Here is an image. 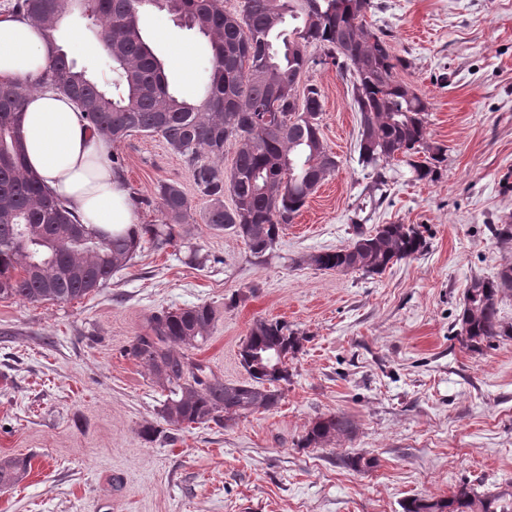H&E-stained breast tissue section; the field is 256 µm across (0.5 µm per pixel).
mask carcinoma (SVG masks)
Returning a JSON list of instances; mask_svg holds the SVG:
<instances>
[{
	"instance_id": "obj_1",
	"label": "carcinoma",
	"mask_w": 512,
	"mask_h": 512,
	"mask_svg": "<svg viewBox=\"0 0 512 512\" xmlns=\"http://www.w3.org/2000/svg\"><path fill=\"white\" fill-rule=\"evenodd\" d=\"M157 0H15L12 11L27 16L48 36L82 11L98 22L116 65L115 92L76 68L58 50L48 70L33 83H0V301L64 303L99 292L112 275L131 265L143 244L157 249L183 240L193 218L183 185L161 181L154 198L129 188L137 207L154 206L159 224H135L123 230L97 231L81 222L39 178L27 170L21 125L26 95L50 84L70 96L89 125L122 143L136 133L157 135L189 166L196 194L206 201L201 223L230 230L257 258L277 246L308 198L337 167L336 155L321 132L323 100L311 84L297 94L306 72L332 60L341 75L353 78L354 106L371 145L359 143L358 162L385 182V165L398 155L423 153L411 161L416 178L433 181L445 161L443 148L426 153L429 105L398 77L404 62L366 17L372 0H243L241 10L226 12L218 0H169L164 11L189 19V28L206 38L211 66L200 100L189 102L171 89L165 62L143 34L140 18ZM322 48L324 57L309 53ZM309 112L315 122L299 118ZM233 148L230 169L224 148ZM230 194L231 206L224 205ZM427 239L415 224H380L372 231L356 226L351 244L311 255L319 270L383 273L424 252ZM512 296V264L492 278L475 276L458 316L460 336L470 350L512 341V322L500 313ZM216 322L207 304L161 310L134 337L128 354L145 365L160 385L161 428L145 426L141 436L153 442L171 430L193 425L224 427L240 416L278 408L290 382L289 357L302 337L278 320L254 322L241 345L247 379L226 382L192 350L207 341ZM275 348L281 367H255L250 351ZM352 431L343 414L318 417L303 436L304 448H320ZM28 457L0 459V488H14L29 475ZM403 512H512L497 494H480L462 484L446 498L417 496Z\"/></svg>"
}]
</instances>
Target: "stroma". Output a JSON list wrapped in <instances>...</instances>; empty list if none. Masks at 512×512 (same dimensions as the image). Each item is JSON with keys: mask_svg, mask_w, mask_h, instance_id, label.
I'll return each mask as SVG.
<instances>
[{"mask_svg": "<svg viewBox=\"0 0 512 512\" xmlns=\"http://www.w3.org/2000/svg\"><path fill=\"white\" fill-rule=\"evenodd\" d=\"M366 21L405 62L398 76L429 103L428 139L445 150L435 181L391 161L379 188L358 162L360 118L348 78L327 64L301 78L323 97V137L338 168L286 225L272 255L254 257L227 231L184 227L182 244L147 245L110 285L65 303L0 301V458L28 456L29 476L0 490V512H402L459 484L512 499V342L474 352L457 323L472 277L512 263L491 227L512 224V0H373ZM155 53L188 58L174 91L195 101L210 67L205 38L150 8ZM56 39L104 88L108 55L83 52L102 30L75 13ZM125 177L191 187L189 168L157 136L118 144ZM419 224L416 258L379 275L321 271L313 253L348 245L353 224ZM211 305L218 321L196 358L244 380L239 350L259 319L305 338L278 409L228 427L199 425L148 443L161 394L126 356L163 308ZM347 414L352 435L299 441L318 416ZM351 456L376 459L356 471Z\"/></svg>", "mask_w": 512, "mask_h": 512, "instance_id": "stroma-1", "label": "stroma"}]
</instances>
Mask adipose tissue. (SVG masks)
Segmentation results:
<instances>
[{
    "mask_svg": "<svg viewBox=\"0 0 512 512\" xmlns=\"http://www.w3.org/2000/svg\"><path fill=\"white\" fill-rule=\"evenodd\" d=\"M54 55L40 27L17 14L0 16V81L38 80ZM21 132L29 170L83 223L105 231L136 223V206L112 169L111 138L91 129L70 98L51 87L32 91Z\"/></svg>",
    "mask_w": 512,
    "mask_h": 512,
    "instance_id": "ef3b65f1",
    "label": "adipose tissue"
}]
</instances>
